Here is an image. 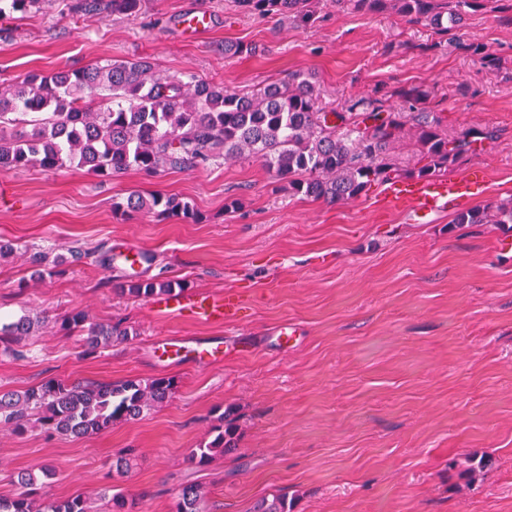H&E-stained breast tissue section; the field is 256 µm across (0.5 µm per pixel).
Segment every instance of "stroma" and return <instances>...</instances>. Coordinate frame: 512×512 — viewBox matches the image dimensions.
Wrapping results in <instances>:
<instances>
[{
    "instance_id": "stroma-1",
    "label": "stroma",
    "mask_w": 512,
    "mask_h": 512,
    "mask_svg": "<svg viewBox=\"0 0 512 512\" xmlns=\"http://www.w3.org/2000/svg\"><path fill=\"white\" fill-rule=\"evenodd\" d=\"M209 12L212 30L186 37L178 18ZM228 41L252 47L235 58ZM484 44L490 67L464 51ZM149 58L158 74L190 71L234 91L311 75L323 104L388 99L417 85L448 132L492 129L453 176L469 181V206L512 199V0H486L451 34L400 14L355 13L323 4L306 29L241 13L233 0H144L135 16L65 10L0 15V83L29 73L104 60ZM372 185L336 205L288 193L246 159L168 171L130 170L103 179L71 167L0 170V325L42 317L37 333L0 350V390L50 379L109 383L172 377L163 407L106 433L61 437L0 426V498L17 476L54 467L43 496L88 497L113 486L142 512H171L179 486L207 491L211 512H248L286 495L293 512H512V252L498 251L512 224L452 226L455 208L419 224L389 207ZM133 192L188 201L198 221L116 212ZM140 249L152 260L128 272L96 263L97 249ZM57 262L34 278L37 252ZM186 289L237 292L244 303L224 326L158 314L154 299L120 295L130 275ZM81 310L123 322L129 339L87 356L59 319ZM295 328L293 339L280 327ZM220 343L221 363L189 351L161 356L165 340ZM242 428L239 448L211 464L188 459L210 441L225 409ZM134 449L124 474L113 455ZM493 465L470 476L480 458Z\"/></svg>"
}]
</instances>
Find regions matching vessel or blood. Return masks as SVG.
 <instances>
[{"mask_svg":"<svg viewBox=\"0 0 512 512\" xmlns=\"http://www.w3.org/2000/svg\"><path fill=\"white\" fill-rule=\"evenodd\" d=\"M466 180L423 182L411 189H391L389 204L409 211L418 223H428L433 215L447 210L449 203L468 197ZM240 298L231 291L221 294L193 293L175 290L163 296L160 311L164 314H189L197 321L224 325L236 319L241 308Z\"/></svg>","mask_w":512,"mask_h":512,"instance_id":"1","label":"vessel or blood"}]
</instances>
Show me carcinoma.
I'll return each mask as SVG.
<instances>
[{
    "instance_id": "cac0c4a2",
    "label": "carcinoma",
    "mask_w": 512,
    "mask_h": 512,
    "mask_svg": "<svg viewBox=\"0 0 512 512\" xmlns=\"http://www.w3.org/2000/svg\"><path fill=\"white\" fill-rule=\"evenodd\" d=\"M5 11L27 16L42 0H4ZM320 0H236L240 11L277 17L312 28ZM342 9L394 11L412 23L448 33L484 0H332ZM141 0H71L72 12H105L132 16ZM396 95L411 107L414 137L428 163L419 168L399 165L392 149L406 122L402 113L381 99H358L344 109L326 111L310 78L302 73L288 80L249 91H231L198 78L160 77L146 58L106 60L51 74H30L0 88V169L37 165L47 171L84 168L101 178L129 169L154 177L169 170L194 169L220 159L254 158L288 192L335 205L353 200L374 182L392 178L438 177L473 151L477 143H492L495 131L468 128L450 137L438 113L422 107L427 95L418 87ZM116 211L147 212L161 217L198 220L193 207L161 193L129 194L113 204ZM455 224H512V201L457 212ZM183 287L171 281H133L119 291L133 298L157 296ZM60 329L81 337L84 351L94 354L130 336L120 324H103L74 311ZM31 318L0 328L6 344L33 333ZM171 377L148 381L127 379L110 383L50 379L23 393L0 391V423L23 433L40 427L51 434L82 437L101 434L112 425L141 418L175 393ZM240 427L232 410L219 417L213 438L190 450L188 460L208 465L235 452ZM37 477H20L22 491L0 499V512H94L91 499L77 494L65 500L34 496ZM99 499L109 512H135L138 502L121 492L103 489ZM172 512H210L207 492L198 484L182 486ZM249 512H290L286 496L258 500Z\"/></svg>"
}]
</instances>
